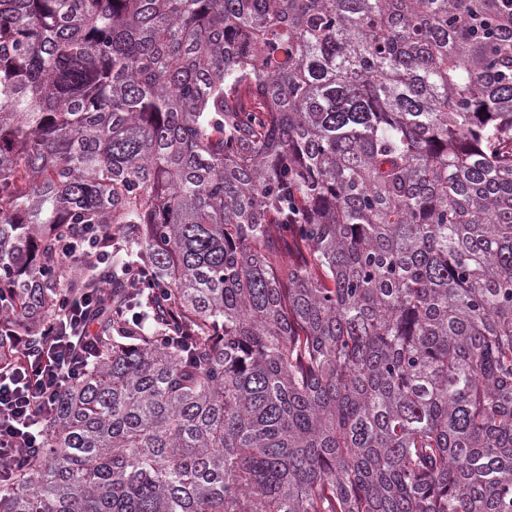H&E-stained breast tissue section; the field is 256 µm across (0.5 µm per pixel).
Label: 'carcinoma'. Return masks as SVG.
<instances>
[{
    "mask_svg": "<svg viewBox=\"0 0 512 512\" xmlns=\"http://www.w3.org/2000/svg\"><path fill=\"white\" fill-rule=\"evenodd\" d=\"M87 293L0 512H512V0H0V367ZM86 239L85 243L76 244L73 241H64L62 243V256L69 261L95 262L97 264H107L112 255L100 252L94 244V234Z\"/></svg>",
    "mask_w": 512,
    "mask_h": 512,
    "instance_id": "1",
    "label": "carcinoma"
}]
</instances>
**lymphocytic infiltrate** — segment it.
I'll return each instance as SVG.
<instances>
[{
  "mask_svg": "<svg viewBox=\"0 0 512 512\" xmlns=\"http://www.w3.org/2000/svg\"><path fill=\"white\" fill-rule=\"evenodd\" d=\"M99 303L96 295L63 300L48 338L24 349L16 365L0 369V479L8 461L39 449L47 409L91 357Z\"/></svg>",
  "mask_w": 512,
  "mask_h": 512,
  "instance_id": "f902f5d3",
  "label": "lymphocytic infiltrate"
}]
</instances>
